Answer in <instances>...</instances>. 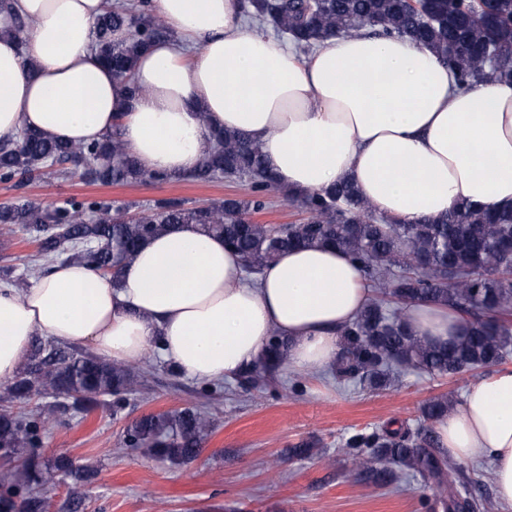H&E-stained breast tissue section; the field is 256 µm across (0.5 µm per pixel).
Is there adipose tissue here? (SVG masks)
Returning a JSON list of instances; mask_svg holds the SVG:
<instances>
[{
  "label": "adipose tissue",
  "instance_id": "1",
  "mask_svg": "<svg viewBox=\"0 0 512 512\" xmlns=\"http://www.w3.org/2000/svg\"><path fill=\"white\" fill-rule=\"evenodd\" d=\"M104 2L0 0V140L28 127L100 142L117 128L144 171L178 175L198 166L211 133L241 130L296 193L349 177L377 212L409 224L461 202L512 205L510 81L462 91L429 51L372 35L331 37L303 61L244 26L238 0H151L176 38L140 53L134 97L92 48ZM18 17L30 22L23 50L8 33ZM243 266L222 238L182 224L142 244L120 287L61 262L26 292L0 287V383L38 336L112 361L156 349L185 376L220 381L256 364L277 333L289 367L311 373L336 360L338 328L372 299L333 248L283 252L254 284ZM404 314L433 342L461 334L445 305ZM436 435L449 458L489 463L496 499L512 507V369L469 385Z\"/></svg>",
  "mask_w": 512,
  "mask_h": 512
}]
</instances>
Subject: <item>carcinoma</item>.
Masks as SVG:
<instances>
[{"instance_id":"obj_1","label":"carcinoma","mask_w":512,"mask_h":512,"mask_svg":"<svg viewBox=\"0 0 512 512\" xmlns=\"http://www.w3.org/2000/svg\"><path fill=\"white\" fill-rule=\"evenodd\" d=\"M486 7L484 0H240L243 17L271 25L304 53L335 35L366 31L407 38L448 65L461 89L475 82L512 81V0H493L491 18ZM93 34L100 58L127 81L142 50L175 39L173 30L138 0H111ZM212 138L215 144L205 149L199 165L180 178H246L248 196L228 195L219 205L165 199L134 215L126 206L76 198L64 207H34L26 201L0 206V224L20 226L36 244L26 275L14 278L6 270L0 279L13 287L33 271L43 272L63 260L110 276L117 288L122 267L143 242L176 224H196L224 237L253 275L281 252L300 246H334L360 268L373 300L337 331L342 351L331 374L338 384L376 390L408 370L445 377L501 364L512 354V206L490 213L462 204L444 216L407 224L377 214L346 178L319 192H283L307 218L260 224L253 215L267 208L268 192L280 186L266 170L258 143L239 131ZM82 157L100 159L85 172L91 182L170 180L167 174L142 170L117 130L102 142L75 145L22 129L17 139L0 142V183L9 184L19 175L38 178L54 166L64 175L65 164ZM89 212L102 217L89 222ZM418 302L447 304L464 320V335L444 345L415 335L403 309ZM287 357L288 341L271 336L260 366L240 377L241 387L250 391L276 384ZM145 382V371L136 363L106 361L53 340L32 343L26 364L6 387L12 405L0 407V461L11 465L0 477V512H47L39 490L61 474L71 479L70 495L81 497L90 470L67 458L43 463L36 449L70 406L90 411L109 401L117 413ZM47 397L54 402L33 404ZM451 402L446 395L431 399L426 415L441 419ZM212 430L208 412L186 407L134 421L122 447L186 464L198 456ZM343 447L358 475L377 486L394 485L412 473L432 490L444 512L489 507L468 489L469 479L456 463L435 451L437 438L430 429H363L346 438Z\"/></svg>"}]
</instances>
